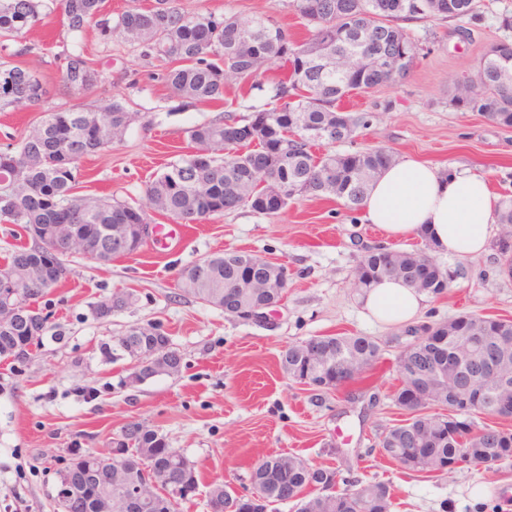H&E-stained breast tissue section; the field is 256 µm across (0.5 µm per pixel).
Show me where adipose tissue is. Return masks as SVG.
<instances>
[{"label":"adipose tissue","instance_id":"obj_1","mask_svg":"<svg viewBox=\"0 0 512 512\" xmlns=\"http://www.w3.org/2000/svg\"><path fill=\"white\" fill-rule=\"evenodd\" d=\"M499 205L489 179L457 164L443 168L404 159L386 167L362 205L365 222L389 238L426 232L439 251L467 260L488 253ZM427 297L399 280L377 283L364 309L386 326L414 325Z\"/></svg>","mask_w":512,"mask_h":512}]
</instances>
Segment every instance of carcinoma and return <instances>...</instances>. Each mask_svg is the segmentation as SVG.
<instances>
[{
    "label": "carcinoma",
    "mask_w": 512,
    "mask_h": 512,
    "mask_svg": "<svg viewBox=\"0 0 512 512\" xmlns=\"http://www.w3.org/2000/svg\"><path fill=\"white\" fill-rule=\"evenodd\" d=\"M292 7L312 28L308 42L297 45L277 24L264 17L240 19L236 16L189 15L157 0V6L139 11L127 10L112 20L103 14V0H0V39L14 40L44 18L59 11L66 21V33L81 34L86 25L96 23L102 35L121 30L135 43L143 58L177 63L164 74L171 91L199 102L224 99L226 81L251 76L265 61L283 60L288 74L275 83L270 102L250 106L247 114L228 116L223 121L190 130L193 143L204 147L208 161L198 162L193 154L180 157L146 184L145 194L154 210L182 223H201L209 217L248 207L263 214L264 183L278 186L283 199L280 209L298 196L336 197L355 211L382 170L393 162L385 146L342 152L322 158L310 147L316 141L331 143L351 139L366 116L339 107L343 97L353 91L364 92L403 80L414 66L417 46L399 22L412 19H460L473 16L478 0H293ZM385 51L398 50L403 57L397 73L370 63L347 71L324 67V58L340 59L349 52L367 54L370 45ZM512 43L491 45L477 66V84H459L450 102L466 112H477L504 127H512ZM63 82L78 92L92 88L99 72L83 54L64 57ZM42 105L44 118L37 131L15 146L0 151V218L28 230L33 224H62L60 234L101 239L102 228L111 226L112 236L133 234V225L151 222L150 214L117 199H91L76 196L74 185L80 176V162L112 144V130L129 125L132 114L119 101L103 107L102 117L81 110L58 111L49 106L46 83L32 71L8 57H0V106ZM503 234L495 243V264L512 267V198L503 200L496 217ZM423 249L405 250L393 246L374 247L354 271L361 291L385 278L405 284L416 281L419 291L438 296L460 275L457 267L426 266L434 260L429 237L421 234ZM31 249L13 250L4 269L16 274L19 287H29L32 271L27 261ZM273 263L247 252L216 253L191 263L177 272V284L187 294L236 317L235 308L224 307V293L235 302L263 304L274 309L283 299L284 289L268 288L265 281ZM53 289L21 295L24 308L13 329H0V358L22 361L43 332L28 322L40 319L36 301ZM467 320L464 329L483 335L505 327L512 333V320L463 313L436 321L442 331L455 322ZM156 324L142 326L138 334L103 343L101 360L118 359L115 344L136 342L133 352L152 348L149 335ZM344 341L371 364L380 358L381 344L370 336H318L316 341L333 347ZM282 368L304 374L314 365L302 344L288 346L281 356ZM433 415L420 413L411 423L396 424L380 442L382 453L399 467L423 472L433 466L416 457V448L430 449L437 457H462L473 462L512 460V431L486 425L479 432L469 425L445 437L433 438ZM162 447L155 429L144 426L140 435L128 434L112 446V465L100 480L97 491L119 498L132 481H158L159 500L175 485H199L196 468L184 471L171 466L157 478L150 466L140 467L138 459L148 457L153 448ZM334 471L313 466L295 456L267 458L253 467L250 487L240 494L223 483H214L208 493L209 505L216 512H236L249 507L248 496L258 493L266 503L295 501L297 512H384L391 507L390 489L380 482L353 485V490L336 494L317 492L329 483Z\"/></svg>",
    "instance_id": "cac0c4a2"
}]
</instances>
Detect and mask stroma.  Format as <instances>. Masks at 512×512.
<instances>
[{
    "label": "stroma",
    "mask_w": 512,
    "mask_h": 512,
    "mask_svg": "<svg viewBox=\"0 0 512 512\" xmlns=\"http://www.w3.org/2000/svg\"><path fill=\"white\" fill-rule=\"evenodd\" d=\"M174 4L191 14L261 15L299 43L311 36L289 0ZM404 27L418 45L409 75L343 99L344 111L367 114V126L353 140L314 145L313 154L382 145L398 160L476 167L499 197H512V129L450 103L458 77L475 73L491 44L512 41V0H481L475 16L408 21ZM8 50L43 76L52 107L95 110L115 99L133 112L120 138L84 159L76 192L139 207L147 204L146 183L194 150L193 127L266 103L285 73L281 62H269L229 83L223 101L190 104L167 86L164 63L140 57L122 32L104 38L90 25L72 38L56 15L9 42ZM65 50L83 51L100 72L86 94H74L62 80L58 56ZM42 118L36 107L0 110V150L32 134ZM151 218L154 236L136 254L106 265L69 257L71 277L39 302L49 323L30 358L0 360V512H60L56 489L70 453L108 452L132 420L159 428L195 464L199 490L178 512H209L212 483L243 489L252 466L277 454L335 471L340 491L355 480L387 484L391 512H512V461L489 469L465 464L437 476L403 470L380 451L383 433L406 417L392 395L400 384L397 358L410 341L402 327L367 318L352 284L366 252L386 243L380 228L336 198L299 197L273 216L244 207L200 224H179L156 212ZM222 251L287 265L288 294L276 309L275 328L228 317L180 294L177 271ZM464 266L465 275L443 295L428 298L421 322L462 312L512 319V278L497 274L492 255ZM119 291L134 293V304L110 321L96 320L93 306ZM147 323L162 327L182 353L183 366L178 374L133 385L131 360L102 363L98 347ZM336 334L377 338L382 357L364 381L325 394L316 406L308 387L282 373L279 355L288 345ZM474 480L491 486L489 498L478 504L468 498Z\"/></svg>",
    "instance_id": "35a3bbf8"
}]
</instances>
